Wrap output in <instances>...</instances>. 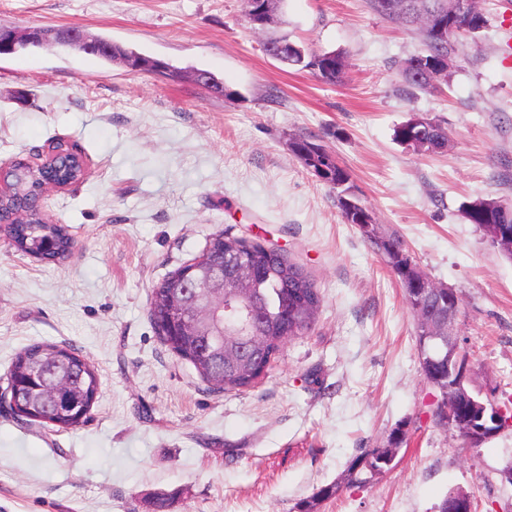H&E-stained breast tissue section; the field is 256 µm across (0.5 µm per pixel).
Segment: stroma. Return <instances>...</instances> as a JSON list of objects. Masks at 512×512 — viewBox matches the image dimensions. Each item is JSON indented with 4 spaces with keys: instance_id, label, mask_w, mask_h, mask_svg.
<instances>
[{
    "instance_id": "obj_1",
    "label": "stroma",
    "mask_w": 512,
    "mask_h": 512,
    "mask_svg": "<svg viewBox=\"0 0 512 512\" xmlns=\"http://www.w3.org/2000/svg\"><path fill=\"white\" fill-rule=\"evenodd\" d=\"M478 6L487 25L453 38L444 80L410 89L401 66L424 44L367 0H285L264 29L243 0H0V25L77 26L186 72L173 83L81 52L0 57V166L57 139L87 160L42 202L77 243L66 261L21 255L0 230V392L37 342L75 348L100 383L74 429L0 411V512H152L162 495L169 512H436L453 490L473 512H512V424L469 448L439 417L398 277L289 146L313 137L380 236L456 292L466 383L512 410V261L462 213L477 198L512 205V0ZM279 36L341 53L340 81L270 57ZM418 117L442 121L446 148L396 140ZM219 232L280 250L322 299L244 391L212 390L150 317L153 287ZM393 446L382 473L348 480L364 451Z\"/></svg>"
}]
</instances>
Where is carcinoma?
Instances as JSON below:
<instances>
[{
	"label": "carcinoma",
	"instance_id": "obj_1",
	"mask_svg": "<svg viewBox=\"0 0 512 512\" xmlns=\"http://www.w3.org/2000/svg\"><path fill=\"white\" fill-rule=\"evenodd\" d=\"M371 8L379 15L401 23L415 30L426 49L420 56L435 61L441 56L451 55V40L455 32L450 30L437 38L433 27L422 24L414 10L391 8L392 0H369ZM104 48L94 55L107 62H116L126 68L136 66L142 53L124 47L103 37ZM343 57L336 55V67L319 66L317 76L325 83L334 84L340 80L344 64ZM415 58L408 59L401 76L405 84L427 88L438 81V76L427 74L414 66ZM281 62L310 68L312 60L294 49L288 43ZM439 150L448 143V136L442 123L422 132ZM293 153L303 165L322 181L341 189L340 208H345L344 199L353 197L348 183V171L334 162L331 154L320 144L304 137L293 139ZM81 155L65 152L50 160L44 167L30 168L16 164L7 174L10 190L0 199V211L7 213L27 204L41 194L42 187L50 183L77 182L80 178ZM490 209L476 207V201L463 205L465 218L471 224H506L512 228V206L488 200ZM14 248L41 262L60 263L67 259L74 248V242L67 228L62 224H41L31 219L25 224L11 228ZM213 252L235 248L248 254H258L254 288L248 295H241L240 289L227 285L224 289V308L217 313L216 324L211 336H198L192 343H179L169 336V326L155 325L161 341L177 358L190 363L199 377L210 388L217 391H240L254 386L262 379L271 363L277 358L282 345L292 337L301 336L311 330L321 306V297L314 282L299 264L275 250H267L261 244L249 243L244 239L224 238L215 241L210 238ZM384 254L387 265L399 280H404L413 258L403 241L397 236L372 241ZM257 330L264 337L265 353L252 360L242 351V336ZM419 360L425 379L434 387L448 393V347L440 342L425 340L419 349ZM61 378L72 379L63 396L56 400L43 398L39 392L42 381ZM7 380L18 394L19 417L29 425L43 427L75 428L84 423L92 408L99 387L94 368L74 349L55 344L34 343L20 351L11 363Z\"/></svg>",
	"mask_w": 512,
	"mask_h": 512
}]
</instances>
